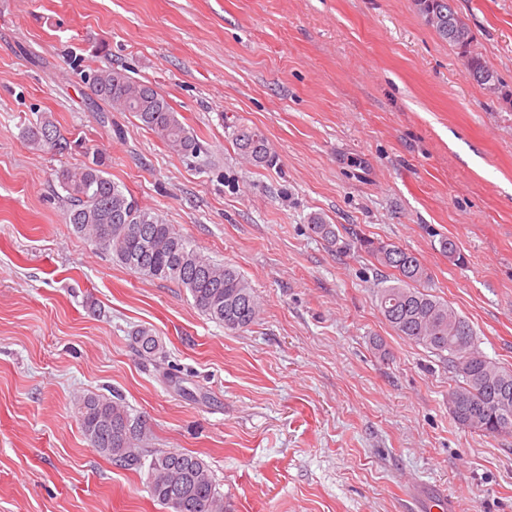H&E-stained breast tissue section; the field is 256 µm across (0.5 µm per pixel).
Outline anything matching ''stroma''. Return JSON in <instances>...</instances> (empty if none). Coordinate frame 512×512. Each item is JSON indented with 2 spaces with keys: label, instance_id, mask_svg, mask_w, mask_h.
Wrapping results in <instances>:
<instances>
[{
  "label": "stroma",
  "instance_id": "35a3bbf8",
  "mask_svg": "<svg viewBox=\"0 0 512 512\" xmlns=\"http://www.w3.org/2000/svg\"><path fill=\"white\" fill-rule=\"evenodd\" d=\"M453 5L498 92L413 0H0V512H164L146 471L84 438L90 393L120 396L150 447L204 459L227 512H512V435L456 422L446 361L386 323L357 244L416 254L512 369V0ZM109 65L153 84L199 151L97 99L83 74ZM43 114L70 152L28 144ZM241 125L271 165L242 158ZM96 155L249 281L256 325L224 329L74 233L56 174ZM136 328L165 360L133 349ZM235 144L242 155L256 164L273 161L267 138L256 129L239 126L235 134ZM308 227L312 234L326 242L330 247H335L338 245V242L341 241L336 225L327 224V222L321 216H312Z\"/></svg>",
  "mask_w": 512,
  "mask_h": 512
}]
</instances>
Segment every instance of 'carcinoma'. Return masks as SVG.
<instances>
[{
	"label": "carcinoma",
	"instance_id": "1",
	"mask_svg": "<svg viewBox=\"0 0 512 512\" xmlns=\"http://www.w3.org/2000/svg\"><path fill=\"white\" fill-rule=\"evenodd\" d=\"M422 17L436 34L461 50L466 72L484 74L498 84L495 71L471 51L472 35L448 0H414ZM95 94L110 106L131 113L139 124L154 132L171 150L193 154L199 144L168 100L148 83L112 66L88 74ZM25 137L35 149L63 154L71 141L52 119L42 116L27 126ZM240 153L257 164L272 161L267 138L258 130L240 126L235 134ZM60 188L66 193V223L91 240L123 266L153 280L172 281L185 289L201 314L229 330L255 325L260 306L251 284L237 270L218 264L193 248L171 224L144 210L106 176L99 159L62 170ZM144 226V236L127 231ZM316 237L334 247L340 241L336 225L314 215L308 224ZM379 266L390 270L381 276L376 297L378 310L394 332L448 360L456 385L450 403L454 419L462 426L486 434L512 433V370L499 366L477 346L470 322L446 301L424 289L427 268L419 258L393 244L358 239ZM138 351L161 353L158 340L147 330L132 333ZM75 417L89 445L113 464L148 471L152 498L166 512H224V495L217 489L208 464L199 456L179 450L152 449L145 445L142 427L131 419L121 399L88 394L75 402Z\"/></svg>",
	"mask_w": 512,
	"mask_h": 512
}]
</instances>
